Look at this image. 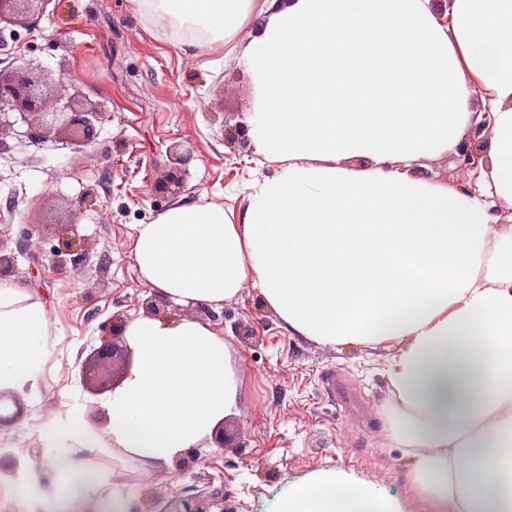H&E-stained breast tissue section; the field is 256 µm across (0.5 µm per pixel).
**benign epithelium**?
<instances>
[{"label":"benign epithelium","instance_id":"1","mask_svg":"<svg viewBox=\"0 0 512 512\" xmlns=\"http://www.w3.org/2000/svg\"><path fill=\"white\" fill-rule=\"evenodd\" d=\"M38 2L40 0H0V32L8 26L22 25L26 10ZM13 113L23 119L30 117L37 128L53 131L66 141L81 146L93 138L95 122L102 119L105 110L101 105L85 108L73 95H60L57 102H50L41 82L22 63L7 75L0 72V124ZM480 135L481 130L474 129L460 146L456 158L458 169L465 171L471 168V160L477 157L481 147ZM191 159L190 149L178 145L169 149V162L177 172L186 171ZM125 327L126 320L121 315L112 316L111 335L94 354L96 366L105 382L114 381L117 362L129 365L131 351L118 354L124 343Z\"/></svg>","mask_w":512,"mask_h":512}]
</instances>
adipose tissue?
Listing matches in <instances>:
<instances>
[{
	"label": "adipose tissue",
	"instance_id": "1",
	"mask_svg": "<svg viewBox=\"0 0 512 512\" xmlns=\"http://www.w3.org/2000/svg\"><path fill=\"white\" fill-rule=\"evenodd\" d=\"M212 49L248 25L255 151L278 164L231 217L179 202L133 227L144 286L219 307L259 288L291 333L330 347L391 344L379 412L440 512H512V0H133ZM484 126L468 179L412 174ZM52 327L26 287L0 281V393L38 399ZM135 361L104 402L106 427L70 405L41 430L43 455L12 444L0 484L22 512H72L111 496L84 481L80 448H109L145 477L199 447L238 411L230 343L192 318L139 316ZM55 468L44 491L38 473ZM281 512H405L343 471L292 489Z\"/></svg>",
	"mask_w": 512,
	"mask_h": 512
}]
</instances>
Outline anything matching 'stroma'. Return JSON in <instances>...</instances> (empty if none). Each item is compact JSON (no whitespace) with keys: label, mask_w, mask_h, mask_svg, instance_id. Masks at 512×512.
<instances>
[{"label":"stroma","mask_w":512,"mask_h":512,"mask_svg":"<svg viewBox=\"0 0 512 512\" xmlns=\"http://www.w3.org/2000/svg\"><path fill=\"white\" fill-rule=\"evenodd\" d=\"M253 27L234 39L238 51L190 48L185 37L146 22L132 0H44L24 25L0 32V70L27 63L49 91L71 85L84 103L107 114L94 140L76 147L11 115L0 127V247L17 257L12 281L36 293L55 334L42 374V399L20 400L17 419L0 423V440L40 454L37 434L52 415L80 402L105 426L101 384L92 356L113 313L133 319L151 291L140 281L133 227L178 202L215 200L240 214L258 166L249 110L258 89L241 51ZM193 158L177 194L160 190L174 144ZM95 206L70 208L81 194ZM74 224L78 265L57 268L52 250ZM39 233L40 246L29 244ZM214 327L232 345L239 412L224 420V440L188 449L186 467L169 471L151 504L140 495L137 462L108 448L81 457L119 491L121 512H184L185 503L224 512H278L290 486L341 470L374 493L400 500L407 512H432L410 485L412 459L392 443L377 412L387 396L385 348L328 347L288 333L258 289L223 306Z\"/></svg>","instance_id":"stroma-1"}]
</instances>
